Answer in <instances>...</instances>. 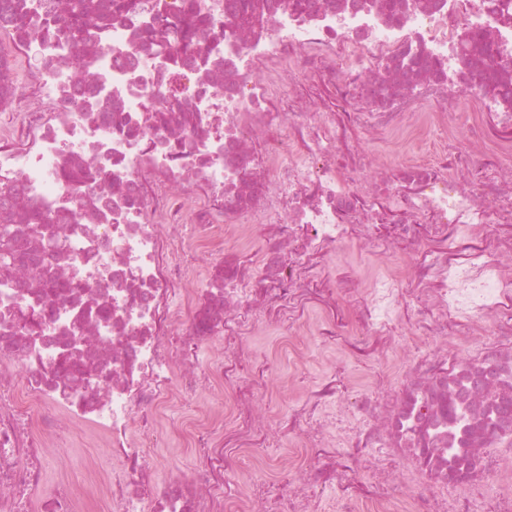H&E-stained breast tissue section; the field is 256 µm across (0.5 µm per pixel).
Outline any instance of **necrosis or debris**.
Here are the masks:
<instances>
[{"instance_id":"obj_1","label":"necrosis or debris","mask_w":512,"mask_h":512,"mask_svg":"<svg viewBox=\"0 0 512 512\" xmlns=\"http://www.w3.org/2000/svg\"><path fill=\"white\" fill-rule=\"evenodd\" d=\"M268 2L259 17L250 0H195L211 26L197 35L202 55L186 61L140 39L186 0H148L34 67L28 40L0 50V189L54 216L62 236L33 272L0 275V512H90L96 497L113 512H320L325 475L353 489L351 512H512L499 455L512 430L486 429L512 401V234L494 230L512 223V67L495 94L474 93L485 75L463 36L482 30L512 58V0H397L393 16L383 0ZM289 67L310 88L274 95ZM328 84L337 94L314 102ZM466 88L470 126L491 106L503 133L456 151L448 117ZM340 112L357 119L337 126ZM369 136L386 144L376 169ZM428 140L431 162L412 150ZM74 168L92 174L78 190L62 180ZM391 211L402 218L393 244L429 243L414 263L392 260L373 233ZM351 243L375 264L356 283L347 333L380 343L385 367L372 384L294 411L304 460L289 477L228 489L225 450L251 455L253 434L269 428L257 388L231 381L227 365L246 368L245 338ZM198 251L217 258L221 289L197 287ZM259 251L270 263L249 271ZM22 305L44 312L41 334L17 324ZM407 305L422 335L400 333ZM219 336L223 357L201 362ZM203 392L223 398L241 434L190 423L193 470L158 483L148 450L163 414L192 412ZM351 416L368 428L337 436L358 451L347 466L323 446ZM67 419L87 423L121 464L82 492L46 487ZM452 471L474 486L502 478L505 491L492 504L451 495Z\"/></svg>"}]
</instances>
